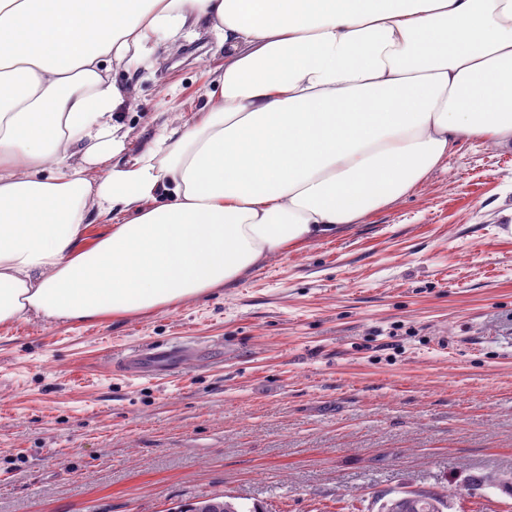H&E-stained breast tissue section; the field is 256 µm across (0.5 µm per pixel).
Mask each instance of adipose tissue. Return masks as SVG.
Segmentation results:
<instances>
[{
	"mask_svg": "<svg viewBox=\"0 0 512 512\" xmlns=\"http://www.w3.org/2000/svg\"><path fill=\"white\" fill-rule=\"evenodd\" d=\"M206 26L214 104L117 167L109 65ZM512 146V0H0V325L145 316ZM114 217L93 242L92 215Z\"/></svg>",
	"mask_w": 512,
	"mask_h": 512,
	"instance_id": "ef3b65f1",
	"label": "adipose tissue"
}]
</instances>
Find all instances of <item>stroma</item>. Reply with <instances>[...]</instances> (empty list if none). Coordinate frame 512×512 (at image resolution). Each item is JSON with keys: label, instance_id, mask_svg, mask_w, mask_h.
Returning <instances> with one entry per match:
<instances>
[{"label": "stroma", "instance_id": "obj_1", "mask_svg": "<svg viewBox=\"0 0 512 512\" xmlns=\"http://www.w3.org/2000/svg\"><path fill=\"white\" fill-rule=\"evenodd\" d=\"M224 44L199 27L112 67L124 165L174 114L208 111ZM512 149L460 142L413 194L176 309L0 326V512H370L432 489L512 512ZM195 348L146 378L114 365Z\"/></svg>", "mask_w": 512, "mask_h": 512}]
</instances>
